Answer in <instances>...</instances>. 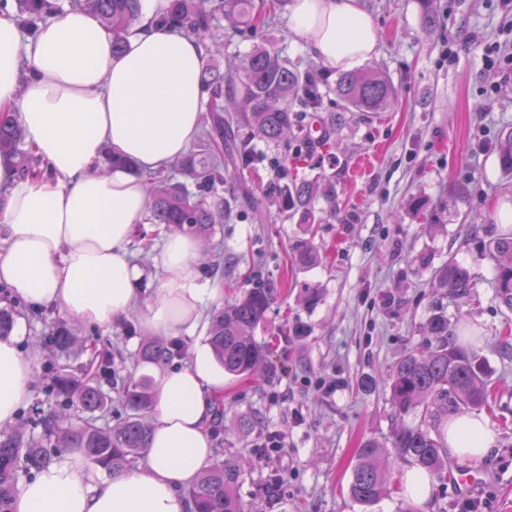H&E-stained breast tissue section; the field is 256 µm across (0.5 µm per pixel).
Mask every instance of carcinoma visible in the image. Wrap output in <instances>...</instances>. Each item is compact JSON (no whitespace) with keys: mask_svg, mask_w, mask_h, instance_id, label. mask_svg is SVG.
<instances>
[{"mask_svg":"<svg viewBox=\"0 0 512 512\" xmlns=\"http://www.w3.org/2000/svg\"><path fill=\"white\" fill-rule=\"evenodd\" d=\"M83 7L90 8L101 28L112 35V52L122 53L139 18L140 0H15L16 16L31 34L48 17ZM266 14V4L255 0H170L163 22L197 38L207 54L215 55L224 48L223 21L238 29H256ZM198 85L206 96L204 108L211 123L202 148L188 154L178 171L149 178L147 190L150 223L200 237L211 235L214 225L231 216L224 184L264 164L272 168L273 178L256 200L258 222L264 221L268 206L290 218L308 213L319 198L335 206V184L291 175L298 161L329 152L334 142L336 114L321 115L324 98L337 96L349 112H377L396 95L391 81L377 71L344 72L328 84L319 73L302 72L288 57L266 47L253 49L227 75L214 66L203 67ZM226 101L232 104L227 116ZM256 138L279 154L270 158L259 152L253 144ZM0 152L16 157L22 175L39 169L26 143V130L14 113L0 112ZM497 159L501 170L512 173V131L502 138ZM487 247L496 260V297L512 311V232L490 240ZM434 281L452 301L477 298L480 280L455 258L436 268ZM271 296V289L256 283L211 316L207 342L224 372L248 378L268 363L269 347L254 332L266 319ZM425 331L436 344L409 351L390 366L394 414L413 415L418 422L394 428L389 451L374 440L357 449L349 494L361 504L403 491L387 478L399 462L442 477L448 458V412L458 414L487 403L490 379L484 360L471 347L455 342L448 315H432ZM46 340L68 357L76 336L69 322L57 318ZM182 355L180 347L158 339L146 341L140 352L143 360L154 364ZM115 360L110 352L96 351L74 371L67 363L57 367L46 399L35 408L36 416L0 431V512H11L20 475L46 470L67 451L81 452L109 474L124 471L139 459L150 438V377L124 384L119 401L128 415L121 427L112 430L94 422V414L112 401L99 381L112 374ZM239 485L240 472L229 461L201 470L188 490L192 512H245Z\"/></svg>","mask_w":512,"mask_h":512,"instance_id":"cac0c4a2","label":"carcinoma"}]
</instances>
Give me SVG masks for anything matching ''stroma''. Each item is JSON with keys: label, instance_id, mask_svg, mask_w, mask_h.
I'll use <instances>...</instances> for the list:
<instances>
[{"label": "stroma", "instance_id": "35a3bbf8", "mask_svg": "<svg viewBox=\"0 0 512 512\" xmlns=\"http://www.w3.org/2000/svg\"><path fill=\"white\" fill-rule=\"evenodd\" d=\"M378 31V51L365 66L385 74L397 91L385 110L346 114L336 136V162L317 172L336 179V205L316 200L309 224L270 212L255 223L259 182L243 178L224 187L231 220L206 238L208 259L224 266L205 272L224 295L208 302L212 315L224 302L260 282L272 290L266 321L255 336L271 347L272 373L224 378V418L213 431L214 447L242 473L240 493L252 512H403L408 497L363 506L348 493L357 449L366 440L389 447L398 420L390 403L389 367L403 354L426 347L428 319L445 311L455 332L470 337L485 361L492 395L480 409L497 435L489 455L462 463L449 459L450 475L431 478L420 512H512V353L501 336L512 328V311L501 305L493 283L490 238L511 230L494 221L512 205V175L500 171L499 138L512 130V0H436L437 22L425 27L418 0H364ZM279 11L254 32L224 30L220 68L232 67L255 47L283 51L299 68L322 69L336 80ZM497 43L498 71L487 80L485 44ZM152 243L135 235L130 244L145 281L157 287L166 273L158 256L167 231L152 229ZM318 255L312 265L295 260L300 244ZM456 257L480 279L479 297L452 303L432 284L433 271ZM317 289L307 304L308 289ZM16 326L24 352L33 353L36 375L62 359L37 342L58 309L17 303ZM304 335H293L294 326ZM79 344L112 342L125 360L115 385L154 375L139 361L143 336L123 324L109 328L75 323ZM253 419L241 430V418ZM281 447L264 450L269 432ZM479 470L472 490L454 476Z\"/></svg>", "mask_w": 512, "mask_h": 512}]
</instances>
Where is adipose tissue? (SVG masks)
<instances>
[{
    "instance_id": "ef3b65f1",
    "label": "adipose tissue",
    "mask_w": 512,
    "mask_h": 512,
    "mask_svg": "<svg viewBox=\"0 0 512 512\" xmlns=\"http://www.w3.org/2000/svg\"><path fill=\"white\" fill-rule=\"evenodd\" d=\"M168 0H141L123 53L86 9L69 10L23 40L0 14V112L29 133L40 171L20 176L0 153V282L18 300L52 305L91 326H112L137 311L147 329L170 336L203 327V306L221 291L200 282L204 243L168 235L158 256L168 277L150 295L128 250L148 217L144 178L187 154L204 105L196 76L202 45L163 25ZM291 31L325 65L355 68L374 54L378 34L362 0H295ZM134 160L140 177L101 173L104 151ZM33 360L16 335L0 336V427L27 403ZM224 397V369L209 346L161 369L144 457L104 476L69 452L26 481L13 512H185L182 488L213 455L211 424ZM449 455L484 457L497 437L486 421L456 416L445 435Z\"/></svg>"
}]
</instances>
